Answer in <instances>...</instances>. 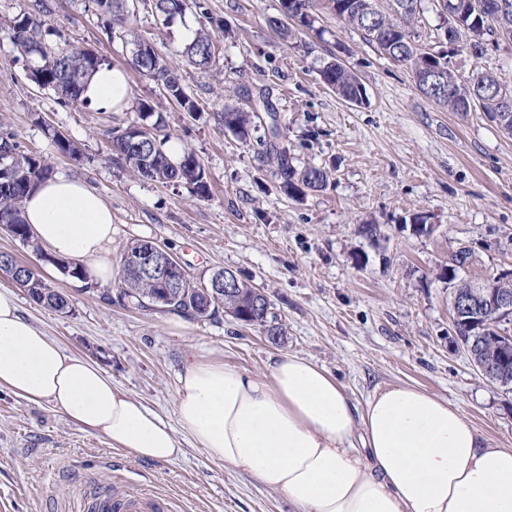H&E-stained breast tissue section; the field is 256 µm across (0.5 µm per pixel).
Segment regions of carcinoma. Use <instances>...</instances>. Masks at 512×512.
I'll list each match as a JSON object with an SVG mask.
<instances>
[{"label": "carcinoma", "mask_w": 512, "mask_h": 512, "mask_svg": "<svg viewBox=\"0 0 512 512\" xmlns=\"http://www.w3.org/2000/svg\"><path fill=\"white\" fill-rule=\"evenodd\" d=\"M447 1L458 4L453 16H448L445 11L442 15L445 23L455 29L459 51L480 58L487 51V38H493L496 43L504 39L506 34L512 38V12L490 26L483 17L468 10L467 0H438V5ZM91 2L99 14L108 18V24L104 27L107 39L114 38L117 33L125 34L130 37L127 44L140 50L137 56L131 58V66L160 86L163 95L175 101L183 111L191 115L199 111L197 103L185 92L179 76L159 56L153 44L127 28L130 16L128 0ZM367 2L280 0V5L282 16L294 25L307 29L313 26L316 7L322 6L344 26L357 29L365 40L377 44L390 59L409 66L420 92L450 112L464 116L477 106L492 120L500 112L512 113V87L485 72H478L464 81L450 66L449 54L425 50L416 44L413 25L420 14L421 0H389L391 12L382 16L364 11ZM152 9L167 24L192 9L207 22L214 23L205 0H152ZM50 13L48 0H33L31 11L12 21L9 38L22 54L39 58V64L32 70L37 85L51 88L63 98L77 102L86 79L103 64V60L70 42L49 44L42 27ZM183 54L196 66H216V45L206 25H201L194 38L185 45ZM320 75L323 82L345 101L356 105L364 103V86L338 60L325 63ZM139 111L144 120L156 117L152 127L133 124L112 129V151L133 173L146 180L161 184H185L195 194L206 196L209 184L197 156L186 151L178 162L171 161L154 133L163 123L162 116L155 115L154 106L147 101L139 104ZM223 121L224 127L242 140H247L252 126L251 113L228 109L224 111ZM266 153L274 164L273 173L279 180V188L288 197L300 199L309 192L321 191L327 186L329 174L326 170L315 166L297 169L288 155V149L271 143ZM0 158L6 160V163H0V224L12 236L29 244L33 238L23 216V199L52 176L51 166L40 156L19 151L12 133L0 135ZM148 244V240L134 239L124 248L118 272L119 292L115 298L111 289H101L90 283L79 263L70 262L69 277L85 283L84 290L100 294V298L109 304L116 301L122 306L131 304L142 310H150L162 299L163 310L187 319L205 320L222 311L246 325L262 327L269 336L284 334L282 324L271 312L267 296L241 280L237 287L226 293L206 288L187 274L180 288H157L151 281L135 274L131 270V257ZM27 294L43 307L60 313L70 312L69 298L51 288L39 275L35 276ZM456 333L458 340L472 346V354L478 361L503 368L512 374V348L500 347L493 336L474 335V328L463 320L456 322Z\"/></svg>", "instance_id": "obj_1"}]
</instances>
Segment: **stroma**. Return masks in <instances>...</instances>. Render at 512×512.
Wrapping results in <instances>:
<instances>
[{"label":"stroma","instance_id":"1","mask_svg":"<svg viewBox=\"0 0 512 512\" xmlns=\"http://www.w3.org/2000/svg\"><path fill=\"white\" fill-rule=\"evenodd\" d=\"M31 0H0V129L21 151L44 157L57 175L74 177L112 209V253L147 239L171 252L195 280L219 270L261 288L285 334L271 342L257 327L226 314L173 328L167 312L107 304L82 282L46 263L31 246L0 231V251L14 254L68 296L61 314L13 292L21 315L69 353L100 365L113 382L176 423L180 373L196 359L265 374L281 352L325 367L356 404L380 384L422 388L457 408L491 443L512 448V391L485 379L451 334L452 291L441 271L459 248L469 258L460 277L480 281L512 269V137L481 111H447L417 88L410 68L394 62L360 31L317 10L314 30L281 41L272 24L279 0H208L223 20L213 30L214 69L190 65L181 52L202 24L195 12L163 24L137 0L131 24L151 38L200 111L189 116L129 66L120 40H107L89 0H51L50 27L68 42L95 49L123 68L131 88L124 110L104 111L60 98L31 78L34 59L14 47L8 28ZM338 57L364 84L367 102L351 105L323 83ZM464 76L494 72L512 86V42L489 45L482 58L452 59ZM270 100L297 168L330 173L325 190L303 199L279 188L261 146L271 140L262 110ZM153 103L166 147L193 152L210 193L134 175L112 154L110 131L138 123ZM254 113L249 142L220 119L227 109ZM79 149L62 154L51 131ZM425 216L429 232L414 233ZM376 227L374 236L362 225ZM184 453L169 462L138 458L84 430L48 402L0 389V512H80L94 494L174 501L176 512H292L278 492L209 458L185 431Z\"/></svg>","mask_w":512,"mask_h":512}]
</instances>
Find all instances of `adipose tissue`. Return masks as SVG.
I'll use <instances>...</instances> for the list:
<instances>
[{
    "instance_id": "obj_1",
    "label": "adipose tissue",
    "mask_w": 512,
    "mask_h": 512,
    "mask_svg": "<svg viewBox=\"0 0 512 512\" xmlns=\"http://www.w3.org/2000/svg\"><path fill=\"white\" fill-rule=\"evenodd\" d=\"M81 98L119 110L124 71L99 66ZM34 238L112 283V210L82 181L54 176L23 202ZM46 401L78 425L167 462L184 448L155 411L88 359L65 352L0 291V388ZM182 429L209 458L281 493L295 512H512V448H496L447 400L398 384L357 406L324 368L277 355L258 377L196 361L178 379Z\"/></svg>"
}]
</instances>
